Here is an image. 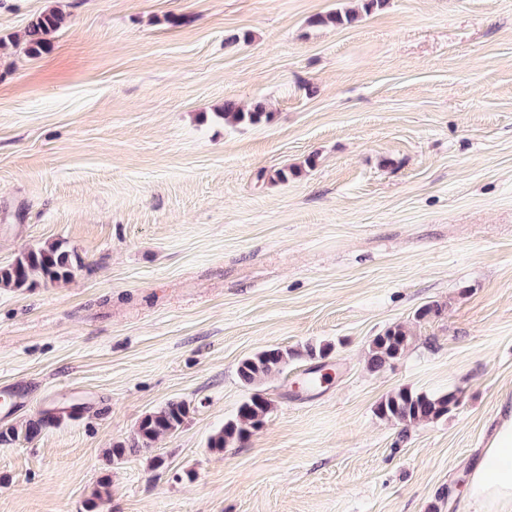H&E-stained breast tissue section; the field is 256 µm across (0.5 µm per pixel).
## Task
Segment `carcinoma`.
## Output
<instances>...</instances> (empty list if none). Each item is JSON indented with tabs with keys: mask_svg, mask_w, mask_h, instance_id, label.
<instances>
[{
	"mask_svg": "<svg viewBox=\"0 0 512 512\" xmlns=\"http://www.w3.org/2000/svg\"><path fill=\"white\" fill-rule=\"evenodd\" d=\"M386 0H361L360 10H335L326 15H319L310 20L314 26L350 25L359 18V12L369 15L384 7ZM65 23V16L56 9H47L33 18L26 27L23 36L25 52L38 56L49 50L52 38ZM266 105L255 102L250 108L243 109L235 102H224L222 111L214 113L217 120L226 124L257 125L271 119ZM82 267L80 256L68 247L66 242L57 240L44 246L31 247L21 252L15 260L0 266V288L16 290L34 288L40 285H52L71 278ZM409 332L402 324L387 328L383 333L373 337L368 344V365L378 371L391 361L398 359L407 348ZM333 351L329 343L304 347V352L288 348L269 347L243 359L237 368L239 379L246 385H254L264 377L281 373L288 366L290 359L306 355L308 358L325 359ZM459 404V397L454 391L440 395L416 392L401 388L385 397L376 407L378 417L408 427L420 422L439 420L448 415ZM270 411V402L259 393H253L244 401L235 417L226 421L224 427L212 435L208 447L222 452L225 448L246 441L253 432L265 422ZM190 405L184 401L172 400L159 409L150 412L140 420L136 437L126 445L117 443L108 451L112 461H118L126 454L138 448H149L160 437L178 431L189 418ZM57 413L43 414L36 420H29L25 425H11L0 430V440H13L19 436L27 440L36 438L48 426L59 421ZM110 495V481L103 478L88 499V512H95L99 504Z\"/></svg>",
	"mask_w": 512,
	"mask_h": 512,
	"instance_id": "obj_1",
	"label": "carcinoma"
}]
</instances>
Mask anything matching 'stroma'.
I'll return each instance as SVG.
<instances>
[{"instance_id": "1", "label": "stroma", "mask_w": 512, "mask_h": 512, "mask_svg": "<svg viewBox=\"0 0 512 512\" xmlns=\"http://www.w3.org/2000/svg\"><path fill=\"white\" fill-rule=\"evenodd\" d=\"M356 4L0 0V266L56 240L83 260L0 288V428L80 407L0 442V512H85L104 477L100 512H458L512 401V0L310 23ZM52 7L66 23L30 57ZM228 99L272 118L214 121ZM397 323L407 349L370 371ZM309 343L333 352L307 391ZM268 347L299 355L246 386ZM401 388L461 402L379 419ZM255 390L263 426L211 451ZM171 400L183 428L110 461ZM65 23V16L56 9H47L33 18L23 36L25 52L38 56L49 50L52 38ZM409 332L402 324L387 328L374 336L368 344V365L373 371L384 368L398 359L405 351L409 341Z\"/></svg>"}]
</instances>
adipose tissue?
<instances>
[{
	"mask_svg": "<svg viewBox=\"0 0 512 512\" xmlns=\"http://www.w3.org/2000/svg\"><path fill=\"white\" fill-rule=\"evenodd\" d=\"M461 503L464 512H512V406L500 409L492 439L469 471Z\"/></svg>",
	"mask_w": 512,
	"mask_h": 512,
	"instance_id": "adipose-tissue-1",
	"label": "adipose tissue"
}]
</instances>
